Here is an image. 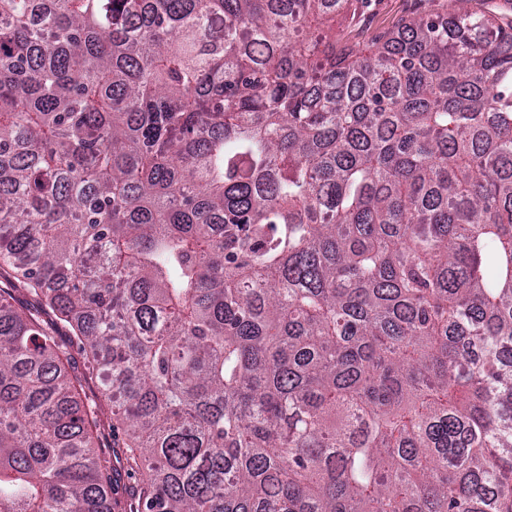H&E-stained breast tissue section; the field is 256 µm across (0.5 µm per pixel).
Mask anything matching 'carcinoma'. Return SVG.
Segmentation results:
<instances>
[{
	"label": "carcinoma",
	"mask_w": 512,
	"mask_h": 512,
	"mask_svg": "<svg viewBox=\"0 0 512 512\" xmlns=\"http://www.w3.org/2000/svg\"><path fill=\"white\" fill-rule=\"evenodd\" d=\"M362 2L0 0V512H512V0ZM447 4L450 9L448 0H369L350 26L345 21L336 20V32L343 33L344 39L357 49H366L379 36L400 26L413 14L430 9L443 11Z\"/></svg>",
	"instance_id": "1"
}]
</instances>
